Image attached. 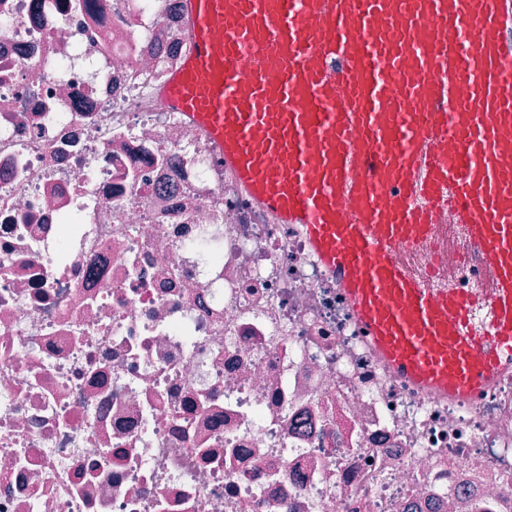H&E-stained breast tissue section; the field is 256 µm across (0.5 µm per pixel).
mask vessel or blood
I'll list each match as a JSON object with an SVG mask.
<instances>
[{
	"instance_id": "vessel-or-blood-1",
	"label": "vessel or blood",
	"mask_w": 512,
	"mask_h": 512,
	"mask_svg": "<svg viewBox=\"0 0 512 512\" xmlns=\"http://www.w3.org/2000/svg\"><path fill=\"white\" fill-rule=\"evenodd\" d=\"M163 103L294 224L373 354L472 400L512 373V0H188ZM463 227L486 290H435L401 251ZM488 331L468 330L474 307Z\"/></svg>"
}]
</instances>
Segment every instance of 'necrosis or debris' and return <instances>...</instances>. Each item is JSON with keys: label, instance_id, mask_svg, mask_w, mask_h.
Wrapping results in <instances>:
<instances>
[{"label": "necrosis or debris", "instance_id": "obj_1", "mask_svg": "<svg viewBox=\"0 0 512 512\" xmlns=\"http://www.w3.org/2000/svg\"><path fill=\"white\" fill-rule=\"evenodd\" d=\"M186 0H0V512H512V376L371 352L159 90ZM416 260L431 288L481 293Z\"/></svg>", "mask_w": 512, "mask_h": 512}]
</instances>
